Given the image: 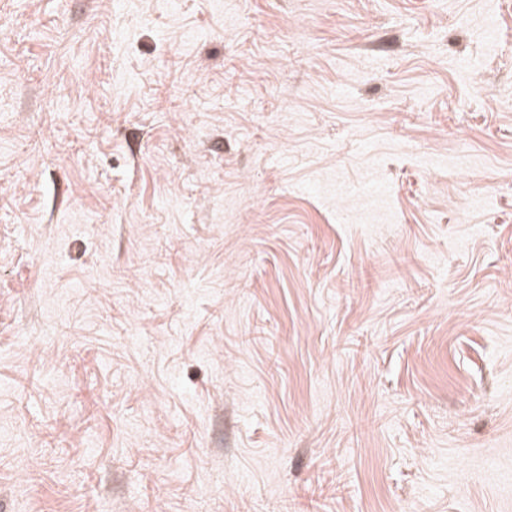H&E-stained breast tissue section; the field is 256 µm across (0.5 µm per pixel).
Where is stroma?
<instances>
[{
    "mask_svg": "<svg viewBox=\"0 0 512 512\" xmlns=\"http://www.w3.org/2000/svg\"><path fill=\"white\" fill-rule=\"evenodd\" d=\"M0 15V512H512V0Z\"/></svg>",
    "mask_w": 512,
    "mask_h": 512,
    "instance_id": "stroma-1",
    "label": "stroma"
}]
</instances>
